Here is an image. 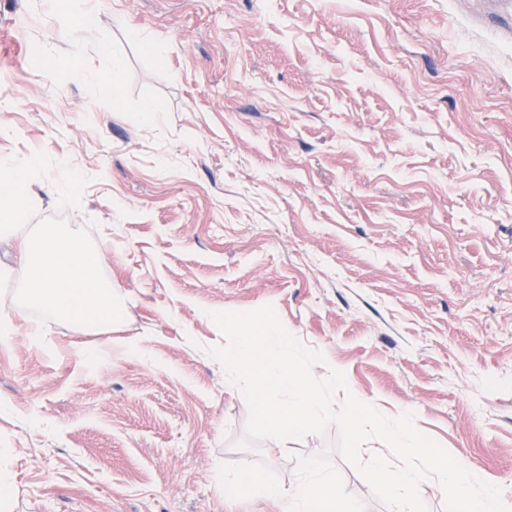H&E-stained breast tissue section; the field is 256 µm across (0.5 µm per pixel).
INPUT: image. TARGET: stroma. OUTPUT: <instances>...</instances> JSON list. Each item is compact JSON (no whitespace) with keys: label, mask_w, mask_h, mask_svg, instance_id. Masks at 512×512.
Instances as JSON below:
<instances>
[{"label":"stroma","mask_w":512,"mask_h":512,"mask_svg":"<svg viewBox=\"0 0 512 512\" xmlns=\"http://www.w3.org/2000/svg\"><path fill=\"white\" fill-rule=\"evenodd\" d=\"M78 2L92 34L0 0V158L40 168L0 239L9 512H276L225 477L288 489L310 460L396 512L336 426L247 441L212 315L265 305L512 501V0ZM116 61L112 108L87 74ZM45 226L97 254L118 323L21 308Z\"/></svg>","instance_id":"obj_1"}]
</instances>
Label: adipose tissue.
Listing matches in <instances>:
<instances>
[{"label":"adipose tissue","instance_id":"obj_1","mask_svg":"<svg viewBox=\"0 0 512 512\" xmlns=\"http://www.w3.org/2000/svg\"><path fill=\"white\" fill-rule=\"evenodd\" d=\"M35 172L34 160H0V237L12 235L16 223L25 218L24 200ZM22 259L29 283L25 307L91 325L117 316L111 283L99 279L96 257L73 237L47 232L24 242ZM266 493L280 512H364L360 502L345 496L335 480L312 462L306 463L303 480L293 491L270 487Z\"/></svg>","mask_w":512,"mask_h":512}]
</instances>
